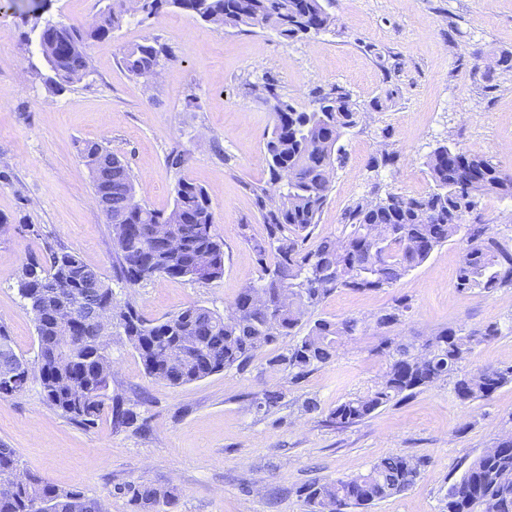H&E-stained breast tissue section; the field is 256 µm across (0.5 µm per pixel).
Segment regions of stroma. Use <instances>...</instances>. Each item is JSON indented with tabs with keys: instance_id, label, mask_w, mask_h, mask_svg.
<instances>
[{
	"instance_id": "1",
	"label": "stroma",
	"mask_w": 512,
	"mask_h": 512,
	"mask_svg": "<svg viewBox=\"0 0 512 512\" xmlns=\"http://www.w3.org/2000/svg\"><path fill=\"white\" fill-rule=\"evenodd\" d=\"M41 2L42 17L80 29L97 17L98 0H0V324L17 354L37 356L33 317L17 291L27 259L48 265L52 251L76 252L148 319L197 304L224 311L260 274L250 244L264 226L251 186L268 180L265 144L273 114L261 95L274 82L299 110L314 91L341 87L358 104L379 99L340 140L347 154L310 238L338 234L345 209L373 191L425 194L428 155L445 143L512 169V73L478 69V58L512 52V0H328L327 32L284 43L266 30L217 27L181 11L147 22L127 18L112 37L92 42L88 71L66 91L49 90L37 35L22 13ZM165 45L157 81L130 76L129 46ZM96 141L125 161L136 198L168 212L178 179L203 187L224 241V275L210 282L155 278L127 287L115 277L112 227L96 206L91 174L79 154ZM397 151L396 169L367 168L381 150ZM182 154L181 167L169 155ZM470 222L512 237V200L482 199ZM461 243L437 247L394 287L341 290L306 321L357 316L364 331L300 383L272 369L278 346L244 369L172 387L148 378L122 334H113V396L139 415V426L115 427L102 414L77 425L44 399L38 381L0 400V444L28 471L104 502L107 512H133L116 485L144 480L176 488V512H308L306 485L366 472L397 454L422 461L416 483L361 512H446L445 494L475 457L512 433V383L492 396L460 403L452 379L421 388L346 428L326 421L329 409L379 381L385 360L371 318L399 297L411 308L392 338L422 345L436 330L462 332L495 323L496 339L478 345L465 367L512 365V288L470 293L455 287ZM281 392L279 407L257 410L254 396ZM320 409L305 412V399Z\"/></svg>"
}]
</instances>
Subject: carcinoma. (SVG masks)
<instances>
[{
    "instance_id": "obj_1",
    "label": "carcinoma",
    "mask_w": 512,
    "mask_h": 512,
    "mask_svg": "<svg viewBox=\"0 0 512 512\" xmlns=\"http://www.w3.org/2000/svg\"><path fill=\"white\" fill-rule=\"evenodd\" d=\"M165 8L241 32L269 30L287 43L335 25L324 0H106L95 24L86 30L60 23L42 25L34 12L32 29L39 30L38 47L51 71L48 82L53 90L62 92L86 74L90 42L110 37L131 15L139 14L145 21ZM166 57L163 45L146 40L128 48L123 63L130 76L149 81ZM264 93V102L275 116L265 145L269 179L251 187L265 229L253 243L262 275L259 282L242 288L222 315L193 305L148 321L129 302L112 312V321L122 329L150 378L176 387L190 384L243 368L263 348L297 335L295 343L269 360L270 366L288 372L297 383L328 363L365 324L346 316L319 318L305 327V311L337 290L391 288L435 248L457 236L462 248L455 288L480 293L512 288V244L491 235L486 224L461 222L485 196L512 199V171L463 147L440 145L429 154L430 192L417 197L388 192L383 198L360 201L343 213L340 236L307 248L331 192L332 176L346 163L339 141L367 109L380 108V101L374 99L365 107L334 87L313 92L316 106L300 111L277 91L276 84H266ZM80 154L89 167L106 160L111 151L87 141ZM398 161L397 152L382 150L371 157L369 169L392 170ZM93 185L97 194L112 192V208L104 216L112 226L119 280L134 286L157 276L200 282L223 276L224 243L215 232L204 188L178 180L173 209L165 214L136 200L133 176L125 163L112 170V184L95 181ZM134 224L172 228L182 240L180 251L156 246L146 252L129 246L121 229ZM55 285L68 302H89L98 289H111L73 251H52L47 269L34 260L24 263L18 293L33 314L37 359L32 364L17 354L0 325V375L15 377L0 381V398L20 394L34 377L49 405L84 427L94 425L105 410L111 412L114 425H135L137 413L109 393L112 358L105 337L89 329L87 335L64 344L62 327L46 309V303L58 301ZM409 309L406 299L394 300L374 316L376 328L399 325ZM499 335L495 323L468 334L446 327L434 333L421 351L391 338L382 340L386 368L380 381L364 395L336 404L328 422L338 427L356 424L393 400L449 376L455 377L454 393L461 403L490 397L512 383V366L487 367L473 374L461 372L460 366L474 346ZM19 465L14 449L0 446V512H33L39 503L38 512H104L99 500L34 474L25 482L9 481ZM420 470L421 463L409 457L389 455L364 474L311 483L303 495L310 512H348L407 490ZM115 491L128 498L134 512H174L178 505L173 490L144 480L126 482ZM447 499L448 512H512V435L477 456L448 487Z\"/></svg>"
}]
</instances>
